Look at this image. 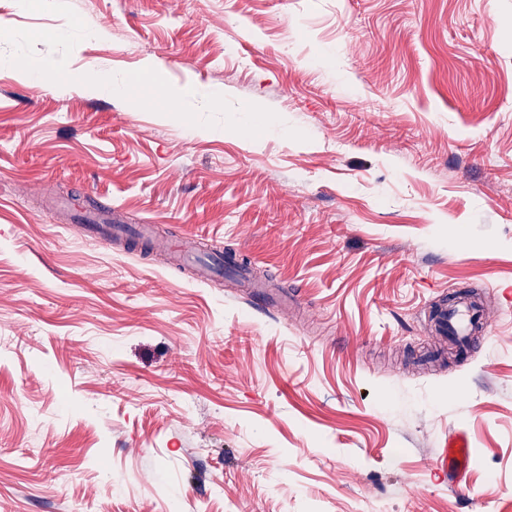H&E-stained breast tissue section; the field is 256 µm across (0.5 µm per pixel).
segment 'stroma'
<instances>
[{
    "mask_svg": "<svg viewBox=\"0 0 512 512\" xmlns=\"http://www.w3.org/2000/svg\"><path fill=\"white\" fill-rule=\"evenodd\" d=\"M68 74L154 62L254 103L193 130L4 61L0 512H512V0H69ZM0 26L64 17L0 0ZM201 235L301 292L253 308L49 209ZM490 291L430 371L425 313ZM455 428L467 489L434 461Z\"/></svg>",
    "mask_w": 512,
    "mask_h": 512,
    "instance_id": "obj_1",
    "label": "stroma"
}]
</instances>
